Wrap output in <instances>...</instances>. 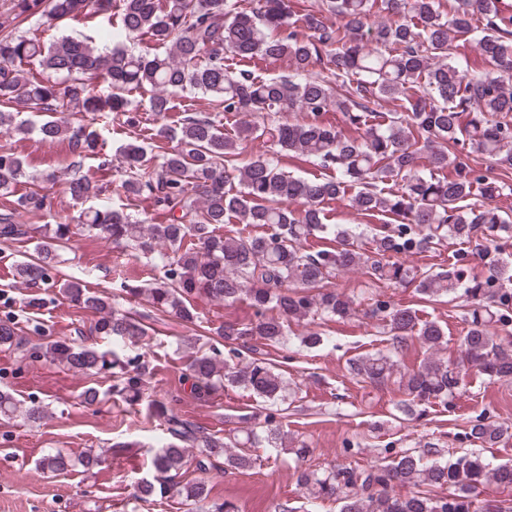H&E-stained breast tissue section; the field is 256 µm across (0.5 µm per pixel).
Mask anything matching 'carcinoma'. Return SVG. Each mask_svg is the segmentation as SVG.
Segmentation results:
<instances>
[{
	"mask_svg": "<svg viewBox=\"0 0 512 512\" xmlns=\"http://www.w3.org/2000/svg\"><path fill=\"white\" fill-rule=\"evenodd\" d=\"M92 0H14L19 15L40 14L64 23L90 12ZM120 21L108 35L119 45L100 53L89 37L62 36L48 45L9 33L0 35V133L25 134L29 126L16 122L11 109L22 104L47 119L38 126L42 139L67 140L72 157L65 171V189L84 204L98 196V187L80 174L85 158L98 146L101 115L89 97L98 81L112 92L107 100L113 112H129L126 93H149L148 107L160 125L155 137L175 142L159 156L147 157L130 144L120 189L128 198L150 200L165 217L164 224H148L121 206H89L77 220L82 227L139 260L160 270L149 283H121L131 298L142 299L148 315L162 320L175 316L193 322L188 303L195 298L233 302L245 296L256 319L207 327L227 353L214 346L195 351L182 377L190 394L207 400L227 385L248 389L265 405V416L240 418L233 433L220 437L176 414L171 400L148 396L145 418L158 422L171 441L151 457L153 480L142 482L139 498L175 493L194 505L205 502L209 489L202 479L180 484L175 478L189 471L201 474L224 459L227 468L243 469L258 459L287 449L302 462L309 445L286 443L281 415L296 394L288 378L272 360L261 356L251 342L272 347L290 341V325L303 322L300 344L316 347L325 341L321 327L357 312L355 300L322 286L339 270L363 271L375 286L413 285L429 301L463 291L467 297L468 328L461 339L458 363L437 356L446 344L441 326L419 322L416 311L375 299L364 315L381 321L391 337L392 351L361 355L349 363V374L359 382L382 385L397 377L410 404L445 402L457 385L459 368L467 367L490 379L512 381V343L492 331L512 325V262L485 248L489 268L483 281L468 278L470 255L460 252L446 271L415 270L392 254H406L439 245L448 238L470 240L488 229L512 235V215L488 201L512 192V12L501 0H454L453 12L440 10V0H382L389 21L367 23L371 0H317L304 14L309 35L289 21L288 0H252L248 10L239 0H119ZM483 22L477 45L489 69L479 77L469 74L457 56L455 36L472 30L474 17ZM147 36L164 47L155 53H134L121 46ZM240 61L278 59L290 62L288 79H264L249 69L234 68ZM62 78L64 87L39 80L27 65ZM325 65L328 75L315 72ZM198 90L219 103L223 112L242 116L236 138L224 136L219 115L187 113L178 127L165 123L173 109L172 97ZM401 100L400 111L386 114L384 123L368 124L383 100ZM83 119L72 123L63 114L76 106ZM339 112L344 129L323 120ZM287 112L302 119L281 120ZM264 138L267 153L238 162V142ZM295 153L317 161L336 175L322 179L294 177L278 165L277 157ZM477 154L488 163L469 162ZM426 158L432 172L419 170ZM439 169L448 175L434 176ZM26 171L8 143L0 145V189L24 178ZM392 181L397 191H385ZM356 188L352 207L366 214L391 213L399 224L375 240L370 251L359 247L360 235L335 229L337 246L313 254L303 242L323 223V205ZM46 196L32 190L0 214V240L33 238L38 228L16 220L18 211L41 212ZM233 216L241 224L261 229L247 236H222L216 227ZM72 228L56 224L41 236L35 255L17 265V274L30 288L49 280L60 254L71 249ZM194 251H182L185 239ZM318 292L313 294L311 289ZM59 292L70 301L100 314L90 326L92 336L122 347L86 343L82 336L59 338L36 346L38 356L74 373L97 375L119 370L126 376L118 393L125 400H143L141 378L127 367L141 359L149 346L148 326L118 304L91 295L77 280L65 279ZM416 337L429 350L418 367L402 370L397 354ZM0 346L28 358L29 348L16 332L14 318L0 319ZM251 353L245 362L241 356ZM502 425L473 421L466 437L492 445L504 436ZM440 450L434 444L421 453L403 452L388 464L369 468L334 466L297 467V483L314 501H333L339 512H472L473 499L488 482L512 485V464L495 467L474 451L441 463L428 461ZM104 452L87 449L78 456L86 470L102 466ZM38 466L63 471L70 460L62 453L46 455ZM417 488L411 495L393 493L398 485ZM448 493H438V490Z\"/></svg>",
	"mask_w": 512,
	"mask_h": 512,
	"instance_id": "1",
	"label": "carcinoma"
}]
</instances>
